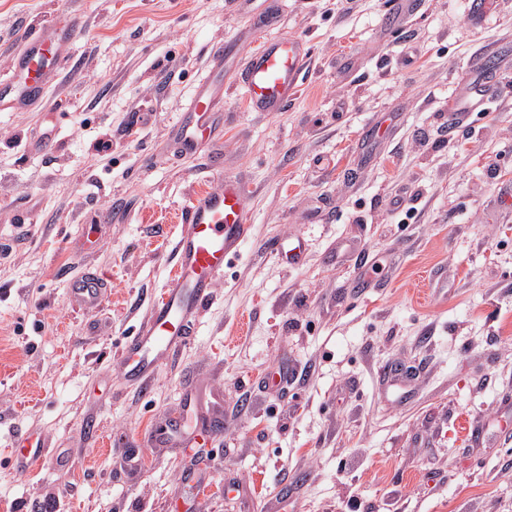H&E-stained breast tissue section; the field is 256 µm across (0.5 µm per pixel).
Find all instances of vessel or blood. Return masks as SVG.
Wrapping results in <instances>:
<instances>
[{"label":"vessel or blood","instance_id":"1","mask_svg":"<svg viewBox=\"0 0 512 512\" xmlns=\"http://www.w3.org/2000/svg\"><path fill=\"white\" fill-rule=\"evenodd\" d=\"M80 21L70 18L44 24L25 36L9 76L0 78V106L21 112L39 102L57 76ZM308 51L298 37L262 42L241 67L228 73L244 87L254 112L281 111L297 92ZM224 93L212 82H203L190 107L174 126L180 150L195 153L200 144L212 142L221 119ZM252 213L249 192L240 176H225L213 189L192 197L181 214V232L175 240L176 269L169 288L155 301L149 322L122 346L125 377L149 389L150 378L160 360L186 346L193 323L212 297L225 265L249 240ZM102 279L91 274L71 283L70 298L77 306L92 308L102 298ZM165 445L188 449L200 439H218L219 422L210 409L196 405L194 424L173 417L165 424ZM48 451L47 445L29 438L14 441L11 459L16 470H32Z\"/></svg>","mask_w":512,"mask_h":512}]
</instances>
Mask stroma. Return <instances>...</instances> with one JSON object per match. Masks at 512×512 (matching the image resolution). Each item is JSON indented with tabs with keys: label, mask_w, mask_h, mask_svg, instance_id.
<instances>
[{
	"label": "stroma",
	"mask_w": 512,
	"mask_h": 512,
	"mask_svg": "<svg viewBox=\"0 0 512 512\" xmlns=\"http://www.w3.org/2000/svg\"><path fill=\"white\" fill-rule=\"evenodd\" d=\"M276 2L257 38L234 0H0V76L24 31L80 20L43 99L0 110V512H512V0L480 23L461 0ZM283 36L311 49L294 99L252 112L225 84L222 170L178 155L210 46ZM490 66L449 137V105ZM226 174L247 179L249 242L141 393L122 345L171 282L182 209ZM416 192L401 223L394 201ZM295 237L300 265L269 254ZM371 261L383 271L354 292ZM90 273L108 294L73 308ZM387 366L414 377L391 384ZM212 389L223 434L198 467L151 447ZM30 434L67 466L19 473L5 448ZM110 434L135 443L137 471Z\"/></svg>",
	"instance_id": "stroma-1"
}]
</instances>
